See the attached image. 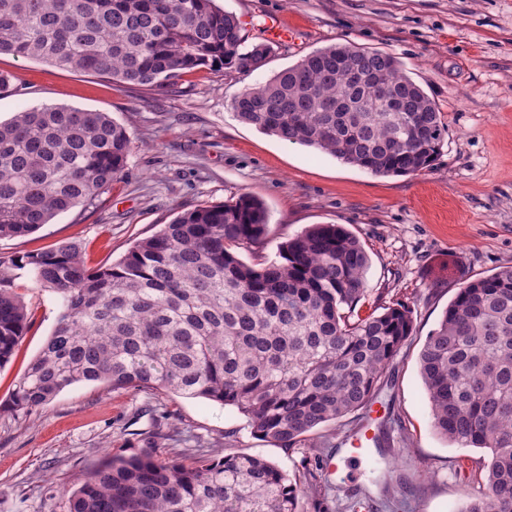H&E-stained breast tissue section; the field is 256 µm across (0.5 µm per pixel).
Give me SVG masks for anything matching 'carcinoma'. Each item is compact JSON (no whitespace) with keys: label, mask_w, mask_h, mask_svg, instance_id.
<instances>
[{"label":"carcinoma","mask_w":512,"mask_h":512,"mask_svg":"<svg viewBox=\"0 0 512 512\" xmlns=\"http://www.w3.org/2000/svg\"><path fill=\"white\" fill-rule=\"evenodd\" d=\"M239 17L214 0H0V54L171 89L199 66L224 75L261 69L271 46L245 47ZM372 78L347 83L345 65ZM390 89L407 111L385 106ZM239 120L376 176L431 168L448 127L396 57L354 43L318 49L234 101ZM127 130L107 112L25 109L0 123V237L25 236L78 204H93L123 172ZM264 204L236 200L178 214L119 262L88 270L64 242L0 259V366L28 312L14 270L57 295L62 311L12 391L30 412L83 381L162 389L236 409L252 432L292 447L314 428L366 410L412 332L401 303L361 314L369 256L341 224H313L257 267L236 250L262 240ZM434 430L486 448L485 483L463 512H512V267L463 282L421 350ZM383 492L407 484L385 462ZM322 460L290 477L239 453L186 466L151 454L90 471L69 512H298L321 498Z\"/></svg>","instance_id":"carcinoma-1"}]
</instances>
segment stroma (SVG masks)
<instances>
[{
    "mask_svg": "<svg viewBox=\"0 0 512 512\" xmlns=\"http://www.w3.org/2000/svg\"><path fill=\"white\" fill-rule=\"evenodd\" d=\"M242 21L248 42L265 17L295 27V43H274L251 76L198 67L177 89L140 90L11 55L0 70L16 79L0 91V122L43 105L110 113L132 139L125 168L94 205L57 215L28 236L0 238L10 259L76 243L92 268L120 260L178 213L243 194L262 200V241L239 250L258 264L312 224L345 225L370 256L365 302H400L413 333L386 376L369 426L388 456L407 465L402 512H460L480 490L487 455L455 448L435 433L419 355L468 279L512 266V0H215ZM351 42L392 54L442 111L448 134L430 170L382 177L324 152L281 141L242 123L233 109L246 86L265 82L323 47ZM13 288L29 324L0 367V512H68L70 488L103 458L198 447L214 458L244 452L302 474L309 459L333 461L347 498L381 499L378 465L351 462L345 435L356 415L315 429L293 448L255 436L235 409L164 390H115L80 382L30 412L8 409L15 383L57 325V296L18 271Z\"/></svg>",
    "mask_w": 512,
    "mask_h": 512,
    "instance_id": "1",
    "label": "stroma"
}]
</instances>
